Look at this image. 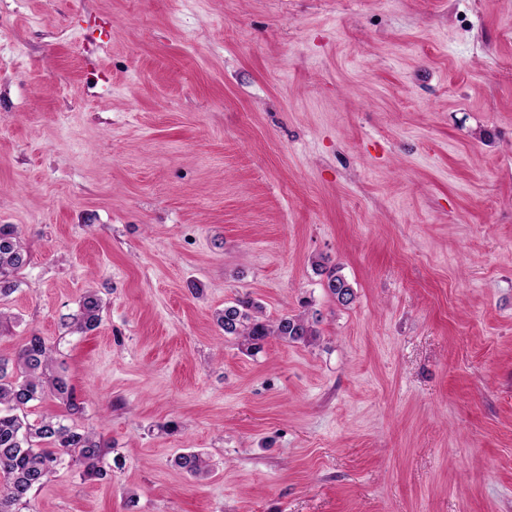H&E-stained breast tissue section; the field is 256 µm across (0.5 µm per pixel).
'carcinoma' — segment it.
<instances>
[{"instance_id": "carcinoma-1", "label": "carcinoma", "mask_w": 512, "mask_h": 512, "mask_svg": "<svg viewBox=\"0 0 512 512\" xmlns=\"http://www.w3.org/2000/svg\"><path fill=\"white\" fill-rule=\"evenodd\" d=\"M28 252L21 232L13 224L0 225V297L17 289L14 274L27 264ZM315 270L326 276L325 288L342 306L351 304L355 293L339 268L316 262ZM103 299L88 290L78 310L69 315L71 333L82 335L101 322ZM224 335L237 337L246 353L253 355L275 337L288 343H311L319 336L317 316L284 315L266 319L262 306L249 297L238 298L217 314ZM53 350L44 339L32 335L10 360L0 356V512H22L30 507L34 490L42 487L57 468L67 464L83 477L107 474L106 457L112 443L94 430H80L65 419L46 414L31 423L29 405L51 395L65 405L68 415L82 412L69 380L52 374ZM176 465L192 477L206 473V464L195 452L177 456Z\"/></svg>"}]
</instances>
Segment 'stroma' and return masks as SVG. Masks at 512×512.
Returning a JSON list of instances; mask_svg holds the SVG:
<instances>
[{"label": "stroma", "mask_w": 512, "mask_h": 512, "mask_svg": "<svg viewBox=\"0 0 512 512\" xmlns=\"http://www.w3.org/2000/svg\"><path fill=\"white\" fill-rule=\"evenodd\" d=\"M0 224L112 444L30 512H512V0H0ZM315 270L319 275L326 276L325 288L336 302L342 306H348L355 298V293L346 279L339 274V267L327 266L326 263L316 261ZM103 308L104 302L98 293L87 290L79 301L78 310L68 317L71 321L67 325L71 333L83 335L87 331L96 329L101 322ZM317 314L284 315L276 321H270L263 315L262 306L249 297L238 298L217 314V323L224 335L236 336L246 353L254 355L271 337L288 343H311L319 336L316 325Z\"/></svg>", "instance_id": "obj_1"}]
</instances>
